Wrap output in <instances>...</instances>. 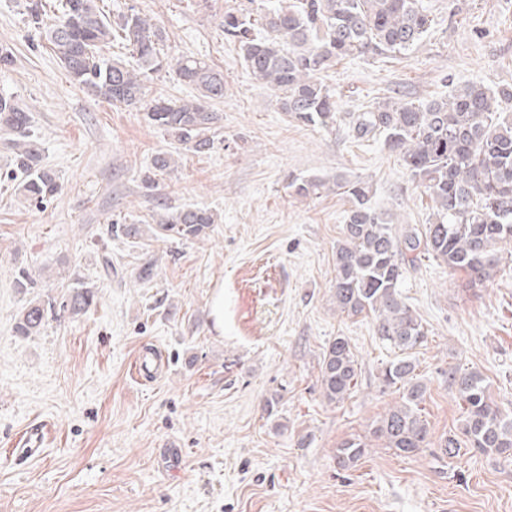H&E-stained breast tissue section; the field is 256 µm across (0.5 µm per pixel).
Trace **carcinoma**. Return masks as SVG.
I'll list each match as a JSON object with an SVG mask.
<instances>
[{"instance_id":"carcinoma-1","label":"carcinoma","mask_w":512,"mask_h":512,"mask_svg":"<svg viewBox=\"0 0 512 512\" xmlns=\"http://www.w3.org/2000/svg\"><path fill=\"white\" fill-rule=\"evenodd\" d=\"M245 0L224 12V36L238 47L253 78L270 89L279 108L304 123L325 128L336 122L335 94L321 74L346 57L403 54L417 44L432 19L422 0ZM40 0L27 6L29 23L43 30L50 49L69 76L93 96L145 112L147 119L202 152L213 144L208 132L221 121L211 103L224 98V73L204 59L183 53L167 62L161 51L166 32L133 12L112 24L97 0H65L60 16L44 23ZM126 42L136 65L102 54L115 38ZM191 87L190 100H145V81L164 66ZM30 113L10 95L0 94V132L14 150L11 177L23 196L41 204L60 190V177L41 164V143L30 130ZM359 139L386 135L410 176L421 182L434 203L433 218L422 230L384 223L369 205L368 183L341 179L336 187L352 208L336 245L334 298L349 316H373L376 335L396 350L382 370L386 387L403 388L372 429L375 438L398 456H413L430 443L420 404L425 388L414 379L411 350L427 329L402 299L407 267L428 255L466 276L477 288L496 274L503 254L512 251V86L490 90L466 84L445 98L426 102L383 101L357 115ZM295 194H319L317 179L291 182ZM152 226L156 240L195 238L217 223L199 207L174 208ZM94 300L92 288L72 287L67 307L77 315ZM51 304L31 300L22 308L16 333L33 336L47 321ZM358 359L343 336L324 349L320 385L330 404L343 402L357 385ZM448 386L463 410L465 443L484 455L512 461V415L494 406L485 379L475 370L451 368ZM369 444L343 441L337 464L350 469Z\"/></svg>"}]
</instances>
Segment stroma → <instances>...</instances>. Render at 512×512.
I'll return each mask as SVG.
<instances>
[{
  "label": "stroma",
  "instance_id": "1",
  "mask_svg": "<svg viewBox=\"0 0 512 512\" xmlns=\"http://www.w3.org/2000/svg\"><path fill=\"white\" fill-rule=\"evenodd\" d=\"M25 3L0 0V48L15 57L0 92L31 112L42 163L62 189L29 205L8 177L0 134V512H512V465L473 451L438 457L462 416L449 368L479 371L512 413V259L481 288L431 258L407 269L402 296L428 330L412 357L431 435L412 457L372 435L400 400L381 382L393 351L371 318L341 313L332 298L352 206L338 177L369 182L388 223L420 227L432 214L383 137L355 138L356 116L392 96L512 86V0H425L432 25L406 54L339 60L323 76L336 95L329 129L282 112L225 41L235 0H99L111 21L151 18L169 56L223 71L214 106L223 121L202 153L74 84L26 23ZM161 152L176 160L163 174L153 168ZM293 177L324 186L300 197ZM161 197L220 221L187 241L111 235L116 222L155 224ZM148 262L153 277L139 282ZM22 267L35 278L25 294L14 284ZM77 282L96 291L86 313L60 310L39 334L15 333L27 300L62 302ZM339 336L361 371L351 395L330 404L320 359ZM143 348L165 371L138 382L129 363ZM42 421L54 434L41 454L10 451ZM355 436L368 453L341 469L336 450Z\"/></svg>",
  "mask_w": 512,
  "mask_h": 512
}]
</instances>
